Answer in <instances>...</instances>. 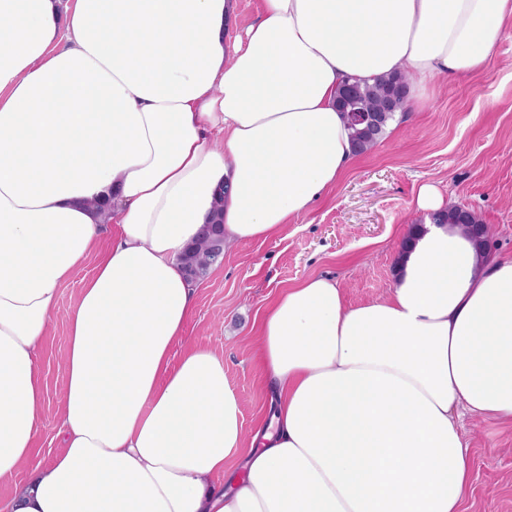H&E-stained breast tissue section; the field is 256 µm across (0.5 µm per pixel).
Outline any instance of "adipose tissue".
<instances>
[{
	"instance_id": "ef3b65f1",
	"label": "adipose tissue",
	"mask_w": 512,
	"mask_h": 512,
	"mask_svg": "<svg viewBox=\"0 0 512 512\" xmlns=\"http://www.w3.org/2000/svg\"><path fill=\"white\" fill-rule=\"evenodd\" d=\"M0 0V483L30 456L61 287V450L5 512H463L462 413L512 422V259L424 222L389 295L314 275L257 334L252 434L224 357H181L185 247L224 201L227 244L306 214L354 159L336 95L483 69L512 0ZM223 475L217 489L212 478Z\"/></svg>"
}]
</instances>
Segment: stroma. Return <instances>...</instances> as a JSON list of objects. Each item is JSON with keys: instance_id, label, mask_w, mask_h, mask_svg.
I'll list each match as a JSON object with an SVG mask.
<instances>
[{"instance_id": "stroma-1", "label": "stroma", "mask_w": 512, "mask_h": 512, "mask_svg": "<svg viewBox=\"0 0 512 512\" xmlns=\"http://www.w3.org/2000/svg\"><path fill=\"white\" fill-rule=\"evenodd\" d=\"M395 124L308 213L271 239L227 250L198 283L184 341L223 351L245 430L256 427L269 403L255 349L267 306L282 288L312 275L336 279L350 306L384 298L404 237L424 220L417 207L421 185H434L448 204L474 211L487 226L492 256H512V23L485 69L442 76L423 98H410ZM95 265L87 259L60 289L40 352L47 394L41 428L24 472L0 484V502L23 485L27 470L49 464L60 449L66 314ZM461 426L473 461L464 512H512V425L466 416Z\"/></svg>"}]
</instances>
